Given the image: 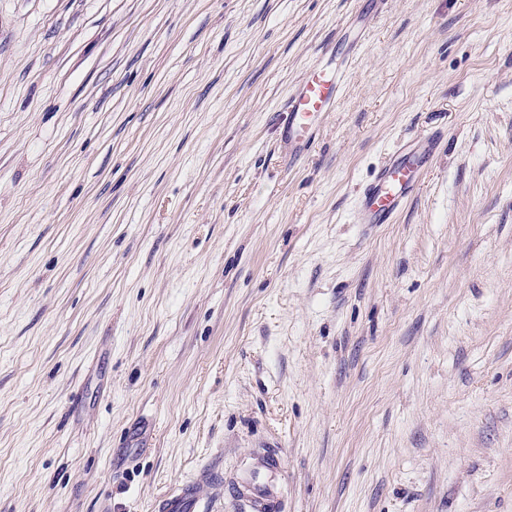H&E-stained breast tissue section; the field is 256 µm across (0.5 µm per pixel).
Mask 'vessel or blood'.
<instances>
[{"label": "vessel or blood", "instance_id": "obj_1", "mask_svg": "<svg viewBox=\"0 0 512 512\" xmlns=\"http://www.w3.org/2000/svg\"><path fill=\"white\" fill-rule=\"evenodd\" d=\"M359 36L341 35L321 49L320 63L308 68L290 95L281 122V136L289 161H297L313 147L325 113L335 111L343 94L345 70L338 63L340 49L356 53ZM440 132L401 145L363 187L358 197V221L362 224L394 223L431 161ZM223 487L211 470L159 496L157 512H213L212 493ZM281 492L271 480H241L234 495L238 512H277Z\"/></svg>", "mask_w": 512, "mask_h": 512}]
</instances>
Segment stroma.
Masks as SVG:
<instances>
[{"mask_svg": "<svg viewBox=\"0 0 512 512\" xmlns=\"http://www.w3.org/2000/svg\"><path fill=\"white\" fill-rule=\"evenodd\" d=\"M267 450L281 512H512V0H0V512H233ZM341 36L321 49L320 63L308 68L294 92L288 98L281 122V136L288 146V161L301 159L313 147L324 114L336 110L344 89V62L336 64L340 47L346 44L347 54L356 53L360 37L347 35L342 26ZM432 132L401 145L363 187L358 197L360 224H392L416 188L440 140ZM210 490L223 491L221 483L210 469L200 471L196 477L185 482L157 499V512H212Z\"/></svg>", "mask_w": 512, "mask_h": 512, "instance_id": "obj_1", "label": "stroma"}]
</instances>
